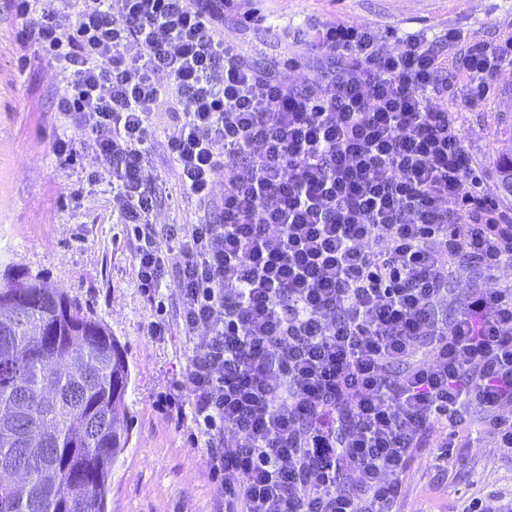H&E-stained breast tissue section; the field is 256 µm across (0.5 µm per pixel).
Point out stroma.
I'll return each instance as SVG.
<instances>
[{
	"mask_svg": "<svg viewBox=\"0 0 512 512\" xmlns=\"http://www.w3.org/2000/svg\"><path fill=\"white\" fill-rule=\"evenodd\" d=\"M244 5L257 11L258 26L225 21V42L251 47L263 65L293 57L297 66L286 75L298 84L321 75L303 33L326 18L372 26L386 35L391 50L410 34L434 38L461 28L472 38L491 40L512 27V0H245ZM19 28L15 16L1 9L0 269L16 266L78 296L123 350L130 371L125 395L130 437L112 467L107 512H215L206 450L193 440L192 418L178 427L160 409L165 398L180 395L190 348L179 333L158 340L144 332L158 315L175 318L177 285L163 288V311L143 301L134 277V246L125 225L112 217L110 186L87 185L80 167L57 162L53 141L66 130L57 109L58 72L38 54L18 52ZM461 119L467 158L483 165L487 187L497 189L496 159L505 143L500 130L512 124V84L496 77L488 101L463 110ZM154 120L158 134L145 175L157 185L156 224L200 222L207 215L180 189L165 157V143L177 127L162 113ZM399 482V512H462L476 497H512V455L484 435L459 449L445 471L432 449L418 448Z\"/></svg>",
	"mask_w": 512,
	"mask_h": 512,
	"instance_id": "35a3bbf8",
	"label": "stroma"
}]
</instances>
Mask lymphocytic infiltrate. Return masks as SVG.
I'll use <instances>...</instances> for the list:
<instances>
[{
  "instance_id": "f902f5d3",
  "label": "lymphocytic infiltrate",
  "mask_w": 512,
  "mask_h": 512,
  "mask_svg": "<svg viewBox=\"0 0 512 512\" xmlns=\"http://www.w3.org/2000/svg\"><path fill=\"white\" fill-rule=\"evenodd\" d=\"M7 3L18 49L59 66L76 134L56 160L109 181L144 300L178 285L191 355L173 411L204 438L223 512H397L412 450L448 467L476 411L512 451V285L446 317L458 269H512V208L483 190L448 103L454 82L487 99L512 29L389 52L373 27L326 19L307 38L323 75L295 85L225 43L226 18L256 22L234 0ZM161 109L180 189L220 210L164 243L144 174Z\"/></svg>"
}]
</instances>
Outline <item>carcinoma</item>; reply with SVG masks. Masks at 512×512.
Returning <instances> with one entry per match:
<instances>
[{
    "mask_svg": "<svg viewBox=\"0 0 512 512\" xmlns=\"http://www.w3.org/2000/svg\"><path fill=\"white\" fill-rule=\"evenodd\" d=\"M512 195V152L498 156ZM0 512H105L129 443V370L76 297L12 266L0 273Z\"/></svg>",
    "mask_w": 512,
    "mask_h": 512,
    "instance_id": "1",
    "label": "carcinoma"
}]
</instances>
